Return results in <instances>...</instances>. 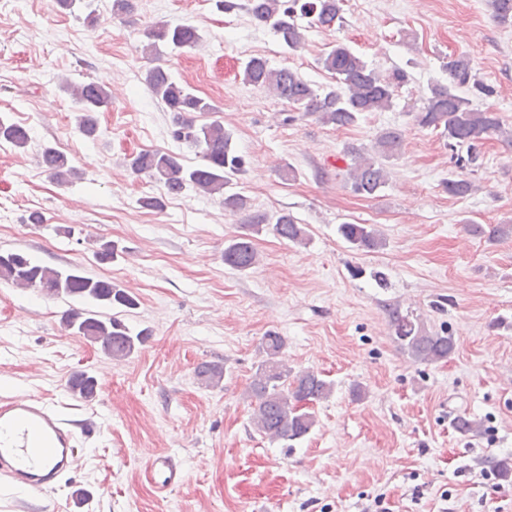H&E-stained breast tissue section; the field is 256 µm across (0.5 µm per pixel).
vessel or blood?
<instances>
[{
  "instance_id": "1",
  "label": "vessel or blood",
  "mask_w": 512,
  "mask_h": 512,
  "mask_svg": "<svg viewBox=\"0 0 512 512\" xmlns=\"http://www.w3.org/2000/svg\"><path fill=\"white\" fill-rule=\"evenodd\" d=\"M78 458L77 433L42 398L0 401V475L32 493L51 489L73 469ZM148 483L166 494L183 481L174 458L157 455L145 469Z\"/></svg>"
}]
</instances>
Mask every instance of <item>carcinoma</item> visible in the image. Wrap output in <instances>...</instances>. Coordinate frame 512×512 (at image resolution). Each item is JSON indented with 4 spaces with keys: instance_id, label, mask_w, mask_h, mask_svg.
<instances>
[{
    "instance_id": "carcinoma-1",
    "label": "carcinoma",
    "mask_w": 512,
    "mask_h": 512,
    "mask_svg": "<svg viewBox=\"0 0 512 512\" xmlns=\"http://www.w3.org/2000/svg\"><path fill=\"white\" fill-rule=\"evenodd\" d=\"M344 0H249L248 10L253 20L270 28L278 40L291 50L304 44L305 26L331 29L341 19ZM493 18L500 24L512 22V0H491ZM307 20L302 25L301 20ZM146 49L159 55V46L172 49L195 48L201 42L198 29L185 24H159L146 32ZM322 68L330 73L335 84L319 90L297 71L290 68L274 69L267 59L251 56L242 62L243 81L264 87L276 98L294 108L319 116L325 124L346 127L357 123L365 112L386 111L394 106L395 88L408 81V75L395 70L383 75L354 51L343 45H332L319 59ZM448 83L429 87L423 106L415 112V122L422 128L441 131L448 140L457 168L476 167L477 149L485 141L497 136L512 140V128L505 129L496 112L481 110L459 89L466 87L474 94L490 96L493 89L474 79L470 59L465 55L450 58L443 65ZM146 83L152 94L171 114L170 134L173 140L200 150L204 164L187 166L175 153L145 151L131 163L135 174H146L161 184L167 195H178L189 188L199 194L222 199L224 208L245 211L248 197L234 190L240 176L245 174V162L232 145V135L218 119L200 123L198 118L218 112L205 99L178 82L161 65L148 69ZM63 89L79 105L77 125L88 138L99 136L97 113L112 102L111 94L95 82L73 84ZM30 140L29 129L17 123L0 121V142L24 148ZM401 146L399 133L387 131L377 140L373 152L360 148L350 150L353 163L347 170V183L352 192L371 196L387 184L383 160L393 156ZM41 165L51 177L64 183L70 172L67 157L60 151L46 147L41 153ZM448 194L464 197L473 189L472 181L456 176L445 182ZM272 225L280 237L305 245L309 241L304 225L288 213L262 215L249 225V231L258 232L263 225ZM341 238L354 250H375L384 246V240L372 224L344 223L338 226ZM257 263V252L244 234L229 241L224 247V264L245 272ZM0 280L17 287L36 288L53 297H77L95 302L114 311L133 309L136 298L108 279L83 275L75 270H60L34 262L21 251L0 252ZM402 350L420 363H433L448 358L454 349L453 338L430 333L394 308L389 312ZM66 327L101 345L114 359L128 357L149 336V330L133 331L118 315L105 316L99 311L78 309L64 316ZM285 340L276 332L263 337L264 359L257 365L249 386V397L255 400L251 424L255 431L273 443L291 448L307 436L316 425L315 416L300 411L297 403L328 398L333 384L311 371L293 372L283 365L279 355ZM199 381L216 386L224 378V369L218 364L198 366ZM95 377L80 372L68 380L73 395L86 401L97 392Z\"/></svg>"
}]
</instances>
